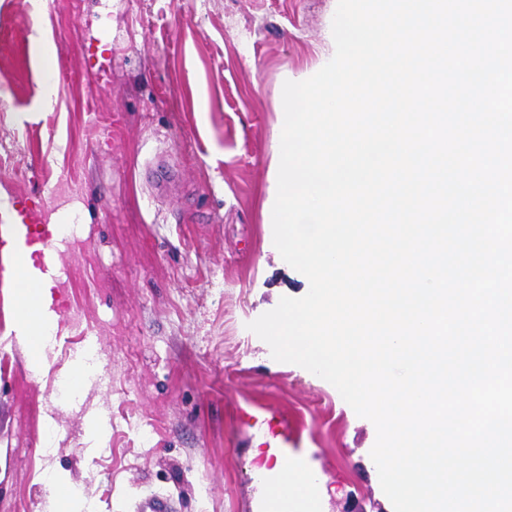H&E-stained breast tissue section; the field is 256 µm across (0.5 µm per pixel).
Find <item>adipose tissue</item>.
Masks as SVG:
<instances>
[{
    "label": "adipose tissue",
    "instance_id": "1",
    "mask_svg": "<svg viewBox=\"0 0 512 512\" xmlns=\"http://www.w3.org/2000/svg\"><path fill=\"white\" fill-rule=\"evenodd\" d=\"M50 287L49 277L34 267L13 282L16 331L29 350L28 366L34 372L44 364L46 348L58 327Z\"/></svg>",
    "mask_w": 512,
    "mask_h": 512
}]
</instances>
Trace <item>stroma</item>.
<instances>
[{"label":"stroma","mask_w":512,"mask_h":512,"mask_svg":"<svg viewBox=\"0 0 512 512\" xmlns=\"http://www.w3.org/2000/svg\"><path fill=\"white\" fill-rule=\"evenodd\" d=\"M337 0H0V195L74 224L36 262L59 316L32 373L0 243V512H47L61 472L94 512H263L276 462L312 472L317 512H393L374 424L248 323L308 279L273 244L264 203L282 87L333 55ZM53 42L55 104L30 42ZM102 372L57 391L72 342ZM107 425L103 442L90 417Z\"/></svg>","instance_id":"obj_1"}]
</instances>
